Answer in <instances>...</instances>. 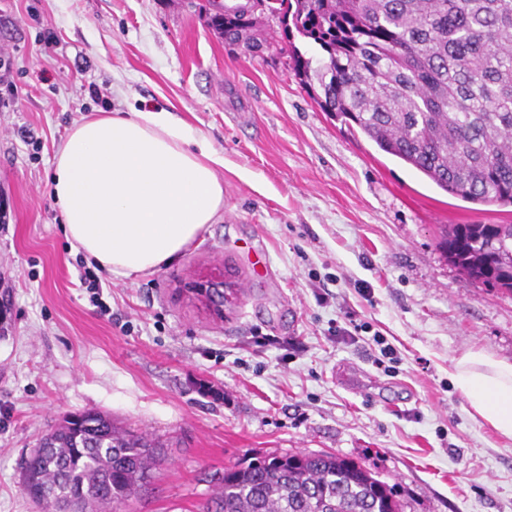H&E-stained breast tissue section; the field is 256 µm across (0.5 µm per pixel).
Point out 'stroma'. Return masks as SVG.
<instances>
[{
    "instance_id": "35a3bbf8",
    "label": "stroma",
    "mask_w": 512,
    "mask_h": 512,
    "mask_svg": "<svg viewBox=\"0 0 512 512\" xmlns=\"http://www.w3.org/2000/svg\"><path fill=\"white\" fill-rule=\"evenodd\" d=\"M211 0H0V512H39L23 462L66 416L158 438L137 512H200L229 464L330 451L399 487L404 512H512V440L471 417L450 373L512 361V296L472 284L448 224H512L449 195L322 111L290 46L209 27ZM168 111L224 157V214L170 263L99 271L66 239L51 160L101 112ZM235 270L215 316L195 275ZM358 324L347 335L350 324Z\"/></svg>"
}]
</instances>
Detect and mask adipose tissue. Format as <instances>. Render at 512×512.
<instances>
[{
	"mask_svg": "<svg viewBox=\"0 0 512 512\" xmlns=\"http://www.w3.org/2000/svg\"><path fill=\"white\" fill-rule=\"evenodd\" d=\"M223 164L171 112L104 115L73 125L56 152L51 191L73 248L128 276L168 264L220 218ZM452 380L472 416L512 440V362L470 350Z\"/></svg>",
	"mask_w": 512,
	"mask_h": 512,
	"instance_id": "obj_1",
	"label": "adipose tissue"
}]
</instances>
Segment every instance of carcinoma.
Segmentation results:
<instances>
[{
  "label": "carcinoma",
  "instance_id": "1",
  "mask_svg": "<svg viewBox=\"0 0 512 512\" xmlns=\"http://www.w3.org/2000/svg\"><path fill=\"white\" fill-rule=\"evenodd\" d=\"M258 0L209 16L231 45L258 48ZM292 69L317 103L443 191L512 206V0H276ZM441 246L471 282L512 295V224H450ZM159 444L107 414L66 418L26 457L21 487L42 512L128 506ZM202 512H402L395 487L334 453L253 457L224 469Z\"/></svg>",
  "mask_w": 512,
  "mask_h": 512
}]
</instances>
